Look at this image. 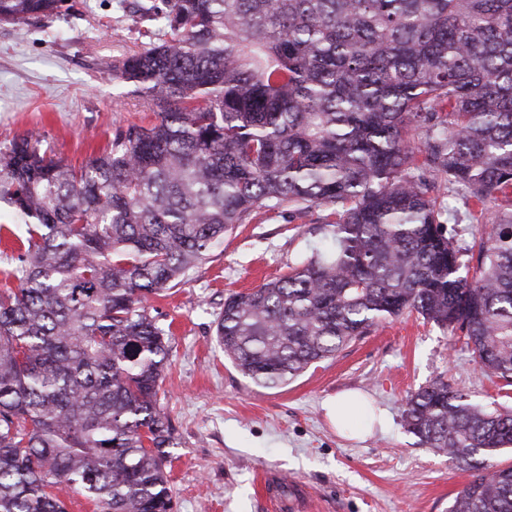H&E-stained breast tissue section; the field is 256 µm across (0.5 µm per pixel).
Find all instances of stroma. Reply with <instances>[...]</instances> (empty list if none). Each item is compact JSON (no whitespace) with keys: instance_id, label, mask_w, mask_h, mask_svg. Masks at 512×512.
<instances>
[{"instance_id":"1","label":"stroma","mask_w":512,"mask_h":512,"mask_svg":"<svg viewBox=\"0 0 512 512\" xmlns=\"http://www.w3.org/2000/svg\"><path fill=\"white\" fill-rule=\"evenodd\" d=\"M61 15L0 24V149L24 136L40 153L80 165L113 132L144 120L121 97L113 62L155 40L150 0H69ZM315 220L258 215L213 259L150 302L170 326L164 406L178 445L167 467L174 512H275L306 492L310 512H448L472 473L409 433L406 397L442 378L482 403L512 406L463 337L404 315L309 367L287 385L254 384L215 342L224 300L287 273L319 241ZM356 391L355 417L327 400Z\"/></svg>"}]
</instances>
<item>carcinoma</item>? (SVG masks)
I'll use <instances>...</instances> for the list:
<instances>
[{
  "label": "carcinoma",
  "instance_id": "1",
  "mask_svg": "<svg viewBox=\"0 0 512 512\" xmlns=\"http://www.w3.org/2000/svg\"><path fill=\"white\" fill-rule=\"evenodd\" d=\"M67 0H0V23ZM165 38L112 64L155 119L81 166L26 136L0 201L28 219L0 289V512H173L170 331L148 302L258 214L313 210L320 247L224 301L215 339L273 388L417 314L512 386V0H160ZM445 194L488 224L447 232ZM477 251L471 278L464 252ZM405 427L475 472L448 512H512V409L443 379ZM442 205L449 210H457L464 219L462 224L456 225L458 242L461 246H471L474 240H478L487 231V224L473 219H466V208L457 196H445L439 199Z\"/></svg>",
  "mask_w": 512,
  "mask_h": 512
}]
</instances>
